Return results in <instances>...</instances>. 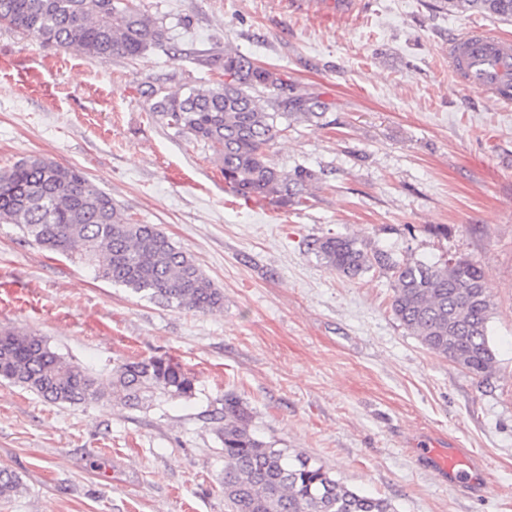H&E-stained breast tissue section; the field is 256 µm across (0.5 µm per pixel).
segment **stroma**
<instances>
[{
    "mask_svg": "<svg viewBox=\"0 0 512 512\" xmlns=\"http://www.w3.org/2000/svg\"><path fill=\"white\" fill-rule=\"evenodd\" d=\"M170 40L99 62L0 27V56L36 71L52 100L0 83V170L41 154L81 169L134 224H154L224 292L223 309L159 306L96 279L0 223V331H33L99 371L168 357L191 400L131 410L52 406L0 381V468L23 488L0 512H225L209 413L235 392L257 438L322 464L397 512H512V111L462 91L448 38L512 23L441 0H356L350 16L283 0H133ZM231 46L325 103L323 125L289 122L271 147L321 182L302 203L244 201L203 144L140 94L219 85L196 51ZM352 236L394 258H463L484 271L495 362L476 376L394 318L389 273L348 278L307 245ZM467 449L451 486L423 449Z\"/></svg>",
    "mask_w": 512,
    "mask_h": 512,
    "instance_id": "1",
    "label": "stroma"
}]
</instances>
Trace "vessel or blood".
Masks as SVG:
<instances>
[{
  "mask_svg": "<svg viewBox=\"0 0 512 512\" xmlns=\"http://www.w3.org/2000/svg\"><path fill=\"white\" fill-rule=\"evenodd\" d=\"M448 63L463 90L486 93L500 107L512 108L511 38L482 26L469 27L449 40ZM0 71L15 72L18 84L30 93L47 92L33 71L14 69L5 59L0 61ZM426 455L432 460L434 470L447 477L449 484H456L465 476L464 454L460 449L431 448Z\"/></svg>",
  "mask_w": 512,
  "mask_h": 512,
  "instance_id": "1",
  "label": "vessel or blood"
}]
</instances>
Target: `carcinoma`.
<instances>
[{
    "label": "carcinoma",
    "instance_id": "cac0c4a2",
    "mask_svg": "<svg viewBox=\"0 0 512 512\" xmlns=\"http://www.w3.org/2000/svg\"><path fill=\"white\" fill-rule=\"evenodd\" d=\"M444 4L450 12L512 19V0ZM0 26L101 62L133 59L167 40L163 22L129 0H0ZM197 61L224 72V84L179 94L149 82L141 93L153 101L152 111L177 133L207 146L237 196L300 202L320 182L318 173L304 166L281 170L269 150L281 121L317 122L325 115L323 103L288 87L277 70L229 48ZM0 223L17 225L46 250L77 257L102 280L164 307L201 313L224 307V291L166 233L154 224L130 223L111 194L51 158L30 156L0 171ZM309 248L347 277L375 267L392 272L391 311L426 349L474 375L492 367L487 332L492 301L477 264L399 261L350 236L317 238ZM0 378L51 405L113 397L132 410H160L196 395V379L170 358L126 360L102 379L27 331L0 332ZM210 417L224 454L220 483L227 512H395L390 501L351 490L308 457L258 439L254 414L237 395L224 394L222 407ZM21 489L15 472L0 468V499L8 501Z\"/></svg>",
    "mask_w": 512,
    "mask_h": 512
}]
</instances>
